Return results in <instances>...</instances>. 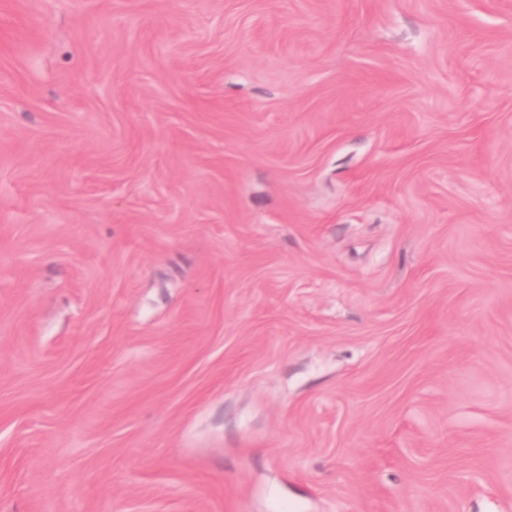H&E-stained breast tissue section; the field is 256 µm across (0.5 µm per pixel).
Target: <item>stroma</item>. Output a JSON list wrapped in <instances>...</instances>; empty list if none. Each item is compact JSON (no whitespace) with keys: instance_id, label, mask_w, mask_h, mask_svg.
Instances as JSON below:
<instances>
[{"instance_id":"35a3bbf8","label":"stroma","mask_w":512,"mask_h":512,"mask_svg":"<svg viewBox=\"0 0 512 512\" xmlns=\"http://www.w3.org/2000/svg\"><path fill=\"white\" fill-rule=\"evenodd\" d=\"M0 512H512V0H0Z\"/></svg>"}]
</instances>
